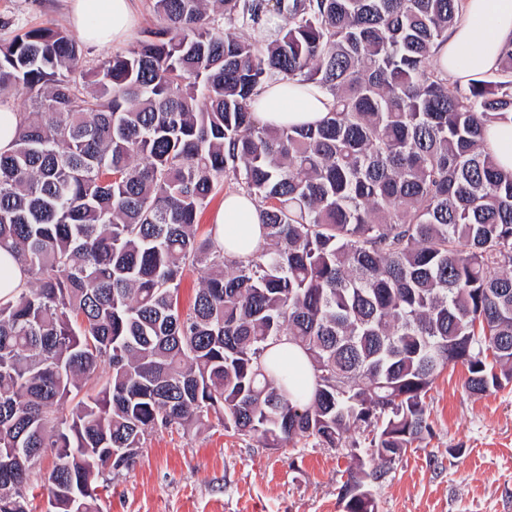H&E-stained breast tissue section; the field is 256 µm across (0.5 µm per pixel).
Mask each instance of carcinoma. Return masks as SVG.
Segmentation results:
<instances>
[{"instance_id":"obj_1","label":"carcinoma","mask_w":512,"mask_h":512,"mask_svg":"<svg viewBox=\"0 0 512 512\" xmlns=\"http://www.w3.org/2000/svg\"><path fill=\"white\" fill-rule=\"evenodd\" d=\"M217 2L154 0L156 27L89 68L58 27L0 44V95L34 108L0 154V248L28 272L0 302V512H35L48 450L46 512H103V470L213 418L265 448L352 449L345 512H378L448 366L474 395L512 383V170L483 144L512 117V40L461 85L436 62L461 0ZM287 79L330 112L260 123L258 91ZM223 185L262 204L244 258L197 235ZM203 276L204 273L197 269H191L183 276L179 288V301L181 308L184 309V311H186L192 303L195 292L197 288H199ZM273 353H280L283 364L288 367L292 382L295 386L311 385L312 375L310 365L306 357L292 344L277 345L272 349Z\"/></svg>"}]
</instances>
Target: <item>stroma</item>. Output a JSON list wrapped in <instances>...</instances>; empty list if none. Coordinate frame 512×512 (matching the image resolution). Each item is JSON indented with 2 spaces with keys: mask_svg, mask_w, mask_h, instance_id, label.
<instances>
[{
  "mask_svg": "<svg viewBox=\"0 0 512 512\" xmlns=\"http://www.w3.org/2000/svg\"><path fill=\"white\" fill-rule=\"evenodd\" d=\"M121 43L81 44L91 66L127 51L152 26L151 0ZM70 29L68 0H0V43L22 28ZM465 367H449L428 393L432 432L376 483L378 512H512V384L465 391ZM462 456H454V449ZM346 449L297 440L266 448L217 423L200 432L154 433L133 465L103 475L104 512H344Z\"/></svg>",
  "mask_w": 512,
  "mask_h": 512,
  "instance_id": "obj_1",
  "label": "stroma"
}]
</instances>
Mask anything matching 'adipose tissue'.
<instances>
[{
    "instance_id": "1",
    "label": "adipose tissue",
    "mask_w": 512,
    "mask_h": 512,
    "mask_svg": "<svg viewBox=\"0 0 512 512\" xmlns=\"http://www.w3.org/2000/svg\"><path fill=\"white\" fill-rule=\"evenodd\" d=\"M462 18L439 52L449 78L461 83L494 69L512 38V0H461ZM71 21L80 38L104 48L124 41L133 26L130 0H71ZM332 99L319 87L284 81L261 88L255 115L264 124L305 125L321 120ZM261 206L230 193L213 217V237L226 256L241 258L263 242Z\"/></svg>"
}]
</instances>
